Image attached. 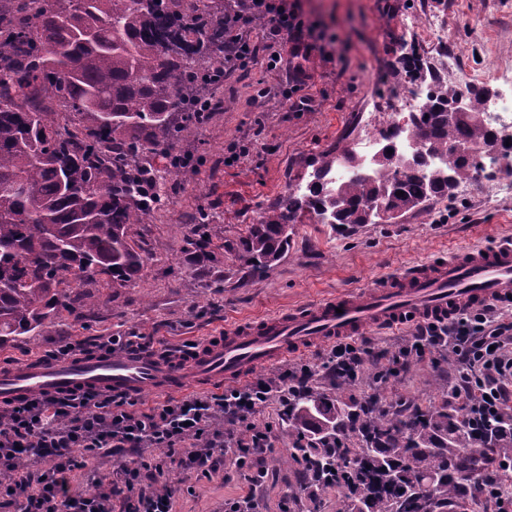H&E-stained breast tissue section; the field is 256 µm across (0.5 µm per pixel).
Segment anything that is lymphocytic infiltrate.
Segmentation results:
<instances>
[{
    "label": "lymphocytic infiltrate",
    "instance_id": "1",
    "mask_svg": "<svg viewBox=\"0 0 512 512\" xmlns=\"http://www.w3.org/2000/svg\"><path fill=\"white\" fill-rule=\"evenodd\" d=\"M260 5L276 25L262 43L239 35L246 54L230 69L263 58L272 78L264 94L304 107L307 101L298 95L306 80L301 61L316 47L314 30L290 0H261ZM284 34L291 46L282 57L277 44ZM496 316V304L489 303L445 321L417 324L392 362L404 369L413 357L451 349L458 364L453 398L462 400L471 421L491 419L512 402V327ZM135 346L119 334L82 336L59 342L43 357L112 354ZM363 354V347L346 337L333 343L321 365L301 363L219 394L169 397L145 409L137 399L111 392L40 393L4 402L0 470L10 480L0 486V512H174V491L161 487V478L173 471L209 478L227 458L247 482L227 512H261L271 428L255 423V414L274 404L287 415L291 394L308 390L318 375L335 380L368 363L386 376L380 357L368 362ZM111 459L116 462L112 480L100 484L88 463Z\"/></svg>",
    "mask_w": 512,
    "mask_h": 512
}]
</instances>
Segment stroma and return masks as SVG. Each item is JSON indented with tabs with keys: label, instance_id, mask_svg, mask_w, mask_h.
<instances>
[{
	"label": "stroma",
	"instance_id": "1",
	"mask_svg": "<svg viewBox=\"0 0 512 512\" xmlns=\"http://www.w3.org/2000/svg\"><path fill=\"white\" fill-rule=\"evenodd\" d=\"M324 38L305 61L304 112L261 96L263 64L235 72L221 90L227 106L199 129L203 156L194 170L175 174V191L153 223L140 226L151 258L140 281L119 289L92 324L94 334L135 332L155 350L178 352L236 324L367 288L422 262L447 258L460 248L512 237V168L501 167L495 184L434 199L417 213L362 224L340 233L310 214L297 219L291 245L262 276H250L232 254L213 257L187 244L189 221L207 211L215 242L236 239L258 223L288 187L307 182L315 158L338 142L371 135L369 114L377 102L423 85L426 75L398 68L413 49L448 53L445 82L458 74L512 97V0H298ZM251 143L248 157L228 166L231 144ZM457 364L433 352L412 368L381 381L364 368L352 386L359 398L408 409L449 400ZM256 419L271 426L269 477L263 490L267 512L292 498L291 512H309L301 472L288 458V423L275 406ZM176 512H224L243 480L232 463L212 478L174 475Z\"/></svg>",
	"mask_w": 512,
	"mask_h": 512
}]
</instances>
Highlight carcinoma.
<instances>
[{
  "label": "carcinoma",
  "instance_id": "carcinoma-1",
  "mask_svg": "<svg viewBox=\"0 0 512 512\" xmlns=\"http://www.w3.org/2000/svg\"><path fill=\"white\" fill-rule=\"evenodd\" d=\"M245 14L256 26L266 21L248 0H0V347L83 325L141 279L150 252L133 228L153 223L174 189L168 177L198 161L186 145L224 108L217 91ZM461 96L469 112L450 123L444 112ZM484 96L438 86L432 104L411 115L427 155L415 165L448 162L449 184L433 178L434 164L414 176L392 161L327 182L335 165L360 168L342 147L320 155L306 190L288 187L235 242L214 244L204 212L187 241L230 251L259 274L288 250L306 213L352 228L451 197L481 169L477 157L492 138ZM332 197L342 202L337 216ZM345 385L289 402L288 452L315 473L304 488L314 510L333 492L336 512H468L486 466L512 457V407L478 436L446 402L391 413L373 398L344 397ZM359 415L356 428L350 418Z\"/></svg>",
  "mask_w": 512,
  "mask_h": 512
}]
</instances>
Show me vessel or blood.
<instances>
[{"label": "vessel or blood", "mask_w": 512, "mask_h": 512, "mask_svg": "<svg viewBox=\"0 0 512 512\" xmlns=\"http://www.w3.org/2000/svg\"><path fill=\"white\" fill-rule=\"evenodd\" d=\"M511 297L512 239H497L442 263L413 266L365 291L239 325L176 364L150 352H99L0 369V402L41 392L138 397L154 389L177 393L230 383L277 359L371 327L420 323Z\"/></svg>", "instance_id": "obj_1"}]
</instances>
